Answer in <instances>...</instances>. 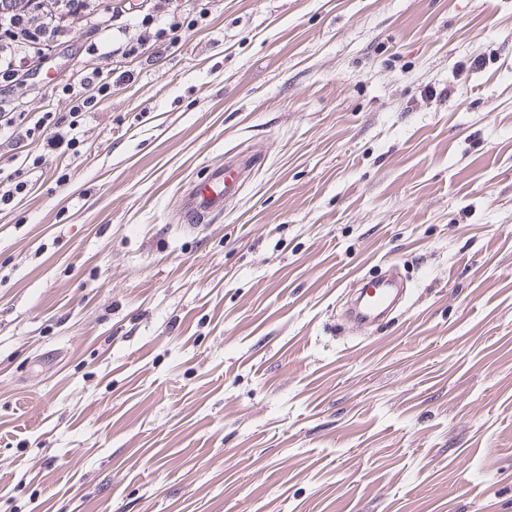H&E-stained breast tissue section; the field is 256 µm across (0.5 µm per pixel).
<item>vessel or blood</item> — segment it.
Listing matches in <instances>:
<instances>
[{"label":"vessel or blood","instance_id":"vessel-or-blood-1","mask_svg":"<svg viewBox=\"0 0 512 512\" xmlns=\"http://www.w3.org/2000/svg\"><path fill=\"white\" fill-rule=\"evenodd\" d=\"M255 165L253 156L232 155L223 165L210 167L196 180L185 201L183 218L186 224L204 223L224 209V199L235 193ZM353 301L349 309L351 320L370 326L385 317L401 299L405 288L396 275L385 272L372 278L353 281Z\"/></svg>","mask_w":512,"mask_h":512}]
</instances>
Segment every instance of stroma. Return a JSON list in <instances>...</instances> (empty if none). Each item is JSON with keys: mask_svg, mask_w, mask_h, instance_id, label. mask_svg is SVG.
<instances>
[{"mask_svg": "<svg viewBox=\"0 0 512 512\" xmlns=\"http://www.w3.org/2000/svg\"><path fill=\"white\" fill-rule=\"evenodd\" d=\"M200 8L0 207V512H512V0ZM108 49L76 25L18 111ZM255 166L251 155L227 156L224 165L210 167L195 181L184 203L183 218L187 226L204 223L224 210V198L235 193L249 170ZM353 301L349 309L351 320L370 326L385 317L406 290L396 275L385 272L372 278H357L350 286Z\"/></svg>", "mask_w": 512, "mask_h": 512, "instance_id": "35a3bbf8", "label": "stroma"}]
</instances>
